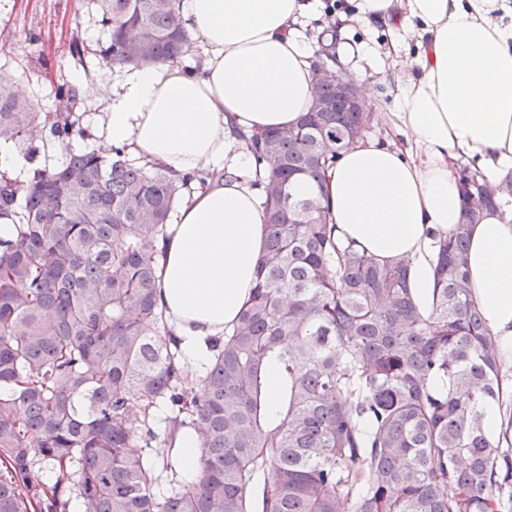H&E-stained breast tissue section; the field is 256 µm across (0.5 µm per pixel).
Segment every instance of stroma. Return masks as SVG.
<instances>
[{
  "mask_svg": "<svg viewBox=\"0 0 512 512\" xmlns=\"http://www.w3.org/2000/svg\"><path fill=\"white\" fill-rule=\"evenodd\" d=\"M350 14L348 0H317L316 17L310 23L311 35H318L333 17L340 21L342 40L347 45L354 47L359 42L372 41L380 48L389 47L394 36L385 25L378 23L367 29L350 21ZM76 37L93 50L106 40L93 0H0V72L11 75L19 93L41 111H56L58 87L74 83L80 73L67 53ZM88 70L102 93L98 99L84 102L80 110L84 136L63 147L46 133L35 139L32 147L18 146L26 174L57 168L65 163L69 151H88L98 145L91 128L104 113L112 87L123 77L125 69L106 64L93 53L88 58ZM343 71L355 82L370 84L376 109L367 137L380 144L389 143L393 132L386 114L392 107L396 72L372 57L352 59Z\"/></svg>",
  "mask_w": 512,
  "mask_h": 512,
  "instance_id": "stroma-1",
  "label": "stroma"
}]
</instances>
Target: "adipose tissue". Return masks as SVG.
I'll return each mask as SVG.
<instances>
[{
	"instance_id": "1",
	"label": "adipose tissue",
	"mask_w": 512,
	"mask_h": 512,
	"mask_svg": "<svg viewBox=\"0 0 512 512\" xmlns=\"http://www.w3.org/2000/svg\"><path fill=\"white\" fill-rule=\"evenodd\" d=\"M353 21L417 34L393 95L386 145L359 141L298 196L322 193L336 235L381 261L410 258L415 300L433 292L431 232L463 221L458 159L487 179L512 171V0H357ZM205 47L194 69H130L112 88L100 139L178 176L207 172L159 244L160 311L187 362L236 323L265 242L255 168L236 129L295 124L309 107L316 48L301 27L310 0H182ZM472 295L512 357V215L470 231Z\"/></svg>"
}]
</instances>
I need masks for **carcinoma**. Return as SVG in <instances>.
<instances>
[{
	"label": "carcinoma",
	"mask_w": 512,
	"mask_h": 512,
	"mask_svg": "<svg viewBox=\"0 0 512 512\" xmlns=\"http://www.w3.org/2000/svg\"><path fill=\"white\" fill-rule=\"evenodd\" d=\"M106 62L180 64L192 52L181 0H94ZM315 57L336 58V25ZM41 112L0 71V140L82 132L81 90ZM315 84L298 123L240 131L267 236L234 327L189 365L156 306L157 245L190 180L104 142L24 181L0 172V512H505L512 453L483 429L502 401L500 340L469 288L470 227L512 200V177L464 170V223L436 250L431 304L410 260L383 263L334 236L315 180L373 115ZM280 386L271 410V377ZM200 475L174 479L179 430ZM52 481H47L45 471Z\"/></svg>",
	"instance_id": "obj_1"
}]
</instances>
